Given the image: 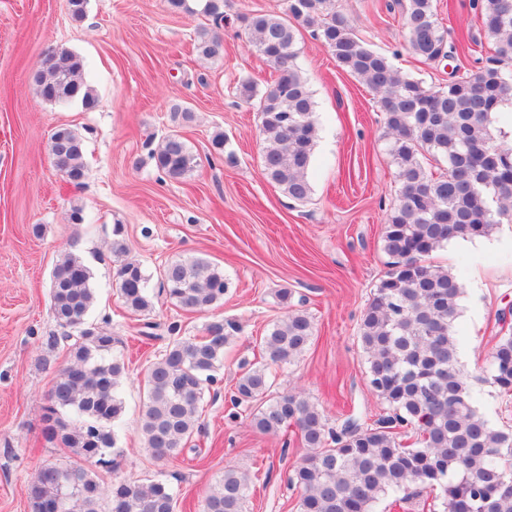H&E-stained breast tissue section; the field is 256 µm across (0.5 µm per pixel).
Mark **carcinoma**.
<instances>
[{"mask_svg": "<svg viewBox=\"0 0 512 512\" xmlns=\"http://www.w3.org/2000/svg\"><path fill=\"white\" fill-rule=\"evenodd\" d=\"M214 27L197 32L196 50L214 57L225 0H201ZM409 50L424 63L453 58L478 44L468 35L448 40L437 0H397ZM492 65L475 71L455 67L448 82L429 85L403 74L384 52L360 37L336 9V0H288L283 16L243 15L247 42L273 69L264 91L243 81L239 99L256 108L264 176L291 200L311 197L308 179L319 129L314 100L296 63V33L302 27L342 69L379 96L383 138L395 167V198L382 233L390 258L384 277L364 309L359 336L370 390L389 408L373 427L327 428L324 414L299 393L274 394L271 368L293 362L308 346L313 323L306 312L287 311L259 342L261 362L238 378L233 407L256 404V429L277 435L295 427L308 453L288 475L299 490L298 512H374L389 495L403 504L413 486L440 491L442 512H512V432L493 427L479 411L471 377L458 365L453 322L461 279L428 262L456 238L490 235L512 221V144L491 132L492 115L512 104V0H473ZM45 101L97 105L83 78L79 56L52 49L33 76ZM51 166L70 183L86 177L85 143L69 127L52 134ZM431 156L442 166L425 167ZM168 179L180 181L199 165L181 136L165 137L153 153ZM128 252L121 229L113 230L119 259L116 288L125 308L148 310V277ZM92 273L79 255L66 251L51 280V312L63 336H46L49 350L69 342V356L53 378L44 407L43 439L68 448L72 464H45L24 486L31 512H170L176 503L161 479L119 482L107 491L97 469H112L120 454L115 427L124 412L119 387L125 362L112 357V336L88 321L95 303ZM163 290L187 312H205L224 300V271L200 257L177 259L160 271ZM236 325L208 322L204 335L176 338L146 369L147 399L140 433L158 459L176 460L198 430L205 386L217 382L224 346ZM488 379L512 392V334L497 337L486 367ZM335 447H330V444ZM246 474L228 467L204 498L203 512H245ZM108 498L102 510V497Z\"/></svg>", "mask_w": 512, "mask_h": 512, "instance_id": "carcinoma-1", "label": "carcinoma"}]
</instances>
